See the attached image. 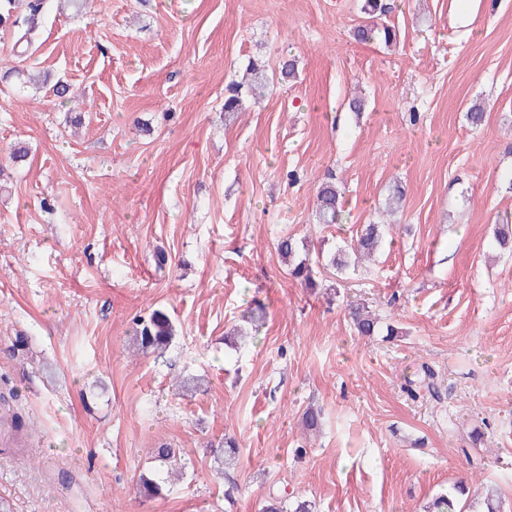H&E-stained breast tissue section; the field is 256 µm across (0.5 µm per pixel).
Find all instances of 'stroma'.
<instances>
[{"instance_id": "1", "label": "stroma", "mask_w": 512, "mask_h": 512, "mask_svg": "<svg viewBox=\"0 0 512 512\" xmlns=\"http://www.w3.org/2000/svg\"><path fill=\"white\" fill-rule=\"evenodd\" d=\"M394 45L358 41L363 0H50L32 67L80 96L20 88L0 28V497L14 512H425L462 480L512 512V0H390ZM298 73L247 109L229 85L258 60ZM361 95L365 109L351 111ZM483 106L481 126L466 112ZM343 189L320 224L316 191ZM403 187L405 201L387 214ZM391 223L375 260L316 285L315 258ZM168 260L158 264L157 251ZM253 343L225 336L255 303ZM383 326L357 335L349 303ZM165 310L163 358L129 354ZM193 374L203 391L174 394ZM321 407L306 438L300 416ZM231 436L235 470L210 447ZM185 475L139 496L151 448ZM316 209L317 222L320 224H339L343 220L341 189L332 179L322 182L318 191ZM278 251L281 257L288 264L289 275L304 284L312 285L314 283V273L307 255L299 258L298 242L292 237L282 238L278 242Z\"/></svg>"}]
</instances>
